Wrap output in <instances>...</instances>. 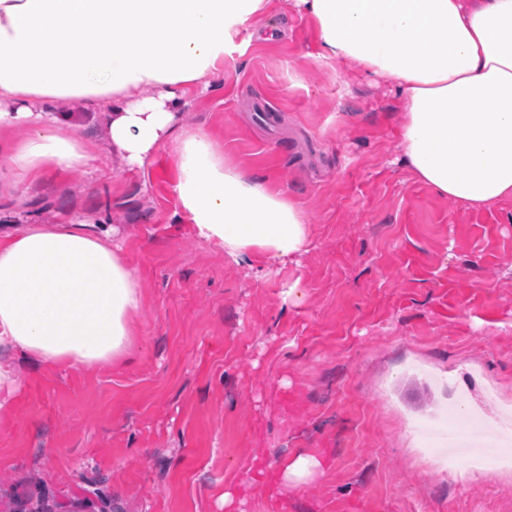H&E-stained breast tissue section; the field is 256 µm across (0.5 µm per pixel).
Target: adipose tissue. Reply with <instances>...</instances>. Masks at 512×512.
Segmentation results:
<instances>
[{
  "mask_svg": "<svg viewBox=\"0 0 512 512\" xmlns=\"http://www.w3.org/2000/svg\"><path fill=\"white\" fill-rule=\"evenodd\" d=\"M270 0H0V186L90 166L65 103L101 108L104 146L128 170L175 157L183 221L238 264L267 272L302 255L310 228L287 190L225 162L182 126L195 97L224 85V55ZM316 55L389 81L399 157L466 206L512 198V0H295ZM116 227L65 219L0 227V347L46 367L118 362L141 304Z\"/></svg>",
  "mask_w": 512,
  "mask_h": 512,
  "instance_id": "ef3b65f1",
  "label": "adipose tissue"
}]
</instances>
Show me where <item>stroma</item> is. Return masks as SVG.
Listing matches in <instances>:
<instances>
[{"mask_svg": "<svg viewBox=\"0 0 512 512\" xmlns=\"http://www.w3.org/2000/svg\"><path fill=\"white\" fill-rule=\"evenodd\" d=\"M275 11L279 33L225 55L223 91L181 121L287 188L307 252L262 275L198 239L176 216L167 148L145 176L103 149L66 190L30 185V222L122 225L143 301L122 361L12 357L0 512H512L511 477L444 480L403 423L467 396L468 366L512 404V199L436 195L399 161L390 83L316 60L293 0ZM260 105L277 122L258 123ZM297 453L329 465L288 490L264 479Z\"/></svg>", "mask_w": 512, "mask_h": 512, "instance_id": "obj_1", "label": "stroma"}]
</instances>
